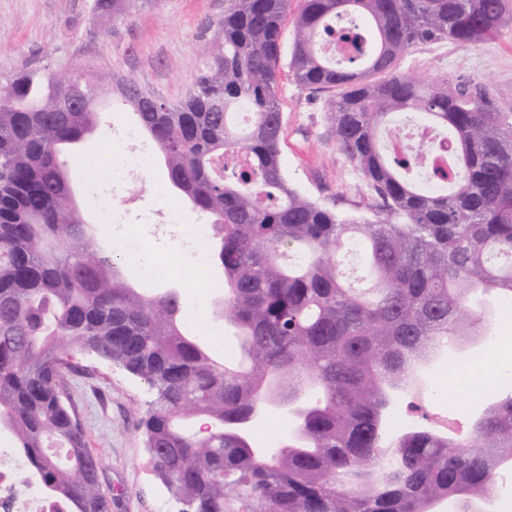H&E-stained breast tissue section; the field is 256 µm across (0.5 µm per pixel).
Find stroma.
<instances>
[{"label":"stroma","instance_id":"35a3bbf8","mask_svg":"<svg viewBox=\"0 0 512 512\" xmlns=\"http://www.w3.org/2000/svg\"><path fill=\"white\" fill-rule=\"evenodd\" d=\"M224 0H142L127 17L99 13L94 0H0V82L29 72L90 78L106 72L133 79L159 100L176 103L211 65L205 44L220 40ZM401 71L426 82L464 77L482 83L503 112H512V25L491 42L468 49L447 41L414 45ZM334 96L296 86L282 77L281 164L289 184L318 204L348 217L363 216L365 180L340 152L327 120ZM99 125L67 155L69 167L111 141L113 126L134 122L117 92L97 100ZM490 357L491 393L512 347L479 339L464 354L441 359L455 368L461 358ZM84 372L69 378L67 402L78 414L88 448L106 463L103 487L119 505L113 512H181V503L155 475L141 421L147 387L123 367L84 353Z\"/></svg>","mask_w":512,"mask_h":512}]
</instances>
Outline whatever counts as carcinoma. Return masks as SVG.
<instances>
[{
	"mask_svg": "<svg viewBox=\"0 0 512 512\" xmlns=\"http://www.w3.org/2000/svg\"><path fill=\"white\" fill-rule=\"evenodd\" d=\"M139 0H95L125 17ZM288 0H228L213 60L176 104L141 112L171 187L213 226L210 258L224 273V325L240 355L217 360L183 328L182 297L153 298L99 250L73 202L63 159L93 133L97 112L61 107L54 74L0 84V429L59 512H112L66 403L72 351L94 347L143 380L142 421L154 468L185 512H471L512 462V396L498 395L462 438L392 429L387 390L450 339L478 336L483 296L512 301V113L480 83H426L396 71L414 44L463 48L512 23V0H303L289 69L303 89L333 92L341 152L370 186V216L310 200L280 159L281 23ZM364 21L359 55L334 60L336 22ZM246 107L249 119L238 122ZM448 138V167L427 171L396 153L399 118ZM242 153L244 166L212 161ZM364 264L348 283L340 258ZM309 392L315 404L279 453L261 458L235 434L265 401ZM205 418L202 439L186 425Z\"/></svg>",
	"mask_w": 512,
	"mask_h": 512,
	"instance_id": "carcinoma-1",
	"label": "carcinoma"
}]
</instances>
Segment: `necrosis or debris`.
Returning a JSON list of instances; mask_svg holds the SVG:
<instances>
[{
    "mask_svg": "<svg viewBox=\"0 0 512 512\" xmlns=\"http://www.w3.org/2000/svg\"><path fill=\"white\" fill-rule=\"evenodd\" d=\"M137 126L124 125L112 133V141L120 147L116 163L106 173L92 172L85 180L91 186L90 203L112 231V248L125 264L139 266L145 278L162 281L181 277L188 265L205 269L212 227L208 224L187 223L179 205L173 204L161 211L154 226L155 232L168 234L175 247L164 258H152L144 248L143 228L129 224L127 216L138 207L136 178L151 171L155 156L147 145L140 142ZM108 179L111 192L98 190L101 179ZM20 461L12 448L0 446V512H54L50 502L40 492L17 490L13 469Z\"/></svg>",
    "mask_w": 512,
    "mask_h": 512,
    "instance_id": "obj_1",
    "label": "necrosis or debris"
}]
</instances>
